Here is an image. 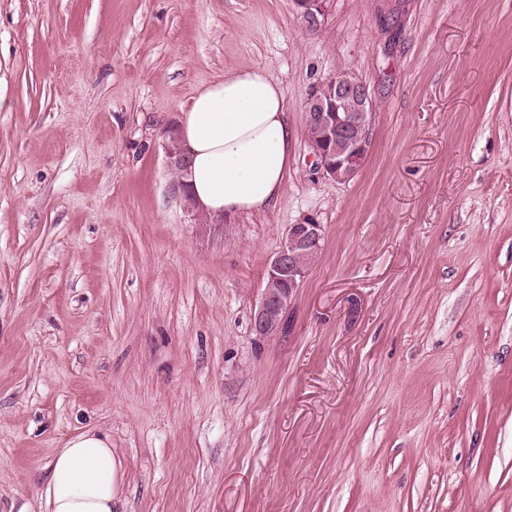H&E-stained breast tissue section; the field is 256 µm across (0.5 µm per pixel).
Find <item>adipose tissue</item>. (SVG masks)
Instances as JSON below:
<instances>
[{"mask_svg": "<svg viewBox=\"0 0 512 512\" xmlns=\"http://www.w3.org/2000/svg\"><path fill=\"white\" fill-rule=\"evenodd\" d=\"M190 158L188 191L211 217L246 215L277 205L293 153L286 96L267 70H232L198 88L178 119ZM112 442L94 430L59 449L39 493L42 512H112Z\"/></svg>", "mask_w": 512, "mask_h": 512, "instance_id": "obj_1", "label": "adipose tissue"}]
</instances>
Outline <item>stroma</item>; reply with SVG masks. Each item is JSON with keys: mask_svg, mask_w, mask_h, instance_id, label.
<instances>
[{"mask_svg": "<svg viewBox=\"0 0 512 512\" xmlns=\"http://www.w3.org/2000/svg\"><path fill=\"white\" fill-rule=\"evenodd\" d=\"M260 67L297 142L277 207L194 221L162 132ZM374 101L353 180L309 89ZM321 252L251 318L289 225ZM113 512H512V0H0V512L73 435ZM301 28L308 34L320 32L326 23L330 0H294ZM353 99L357 103V117L346 120L340 112L344 102ZM373 100L367 84L357 75L346 77L333 76L325 82L313 87L305 100L307 144L315 158L316 168L327 179L338 182L342 172L354 174L361 169L369 151V132L356 135L349 141V147L340 155H333L328 145L336 141V136L343 133L348 124H360L367 112H371ZM288 293L284 295L262 294L253 316V328L257 336L267 337L271 323L276 320L283 307L288 306Z\"/></svg>", "mask_w": 512, "mask_h": 512, "instance_id": "obj_1", "label": "stroma"}]
</instances>
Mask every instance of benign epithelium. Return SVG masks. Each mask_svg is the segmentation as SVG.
I'll return each instance as SVG.
<instances>
[{
  "mask_svg": "<svg viewBox=\"0 0 512 512\" xmlns=\"http://www.w3.org/2000/svg\"><path fill=\"white\" fill-rule=\"evenodd\" d=\"M298 9L301 28L308 34L320 32L326 23L330 0H294ZM353 99L357 103V117L348 121L341 117L344 102ZM373 108V100L367 84L353 74L346 77L333 76L313 87L305 100L306 122L320 132L318 139H307L311 154L315 158L320 174L330 180H339L343 172H358L369 151V134L356 135L349 141L347 150L334 155L328 145L336 141L350 123L359 124ZM167 166L179 175L180 187L186 186L188 161L183 152L166 150ZM323 227L320 224H290L284 245L271 258L267 274L274 278L297 283L304 280L305 273L297 269L291 260V251L298 247L316 250L321 247ZM288 306V295L265 293L256 306L253 328L256 335L266 336L271 323L276 320L282 308Z\"/></svg>",
  "mask_w": 512,
  "mask_h": 512,
  "instance_id": "7a95c632",
  "label": "benign epithelium"
}]
</instances>
